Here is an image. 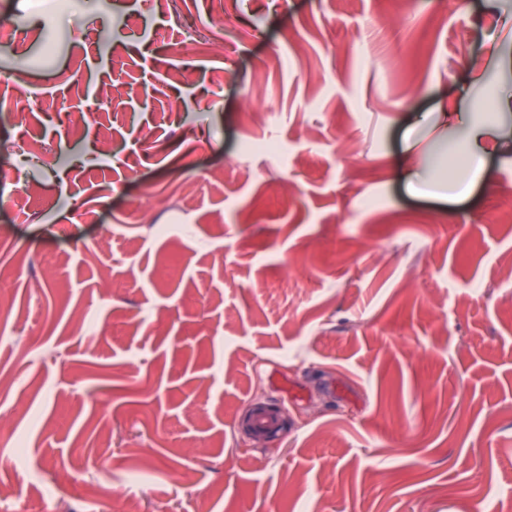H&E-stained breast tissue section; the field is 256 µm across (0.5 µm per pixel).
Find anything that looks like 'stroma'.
I'll return each mask as SVG.
<instances>
[{
  "label": "stroma",
  "instance_id": "1",
  "mask_svg": "<svg viewBox=\"0 0 512 512\" xmlns=\"http://www.w3.org/2000/svg\"><path fill=\"white\" fill-rule=\"evenodd\" d=\"M162 2L0 0V512H512V0Z\"/></svg>",
  "mask_w": 512,
  "mask_h": 512
}]
</instances>
